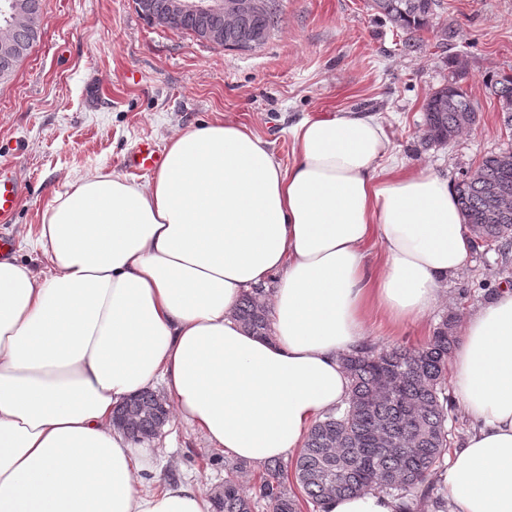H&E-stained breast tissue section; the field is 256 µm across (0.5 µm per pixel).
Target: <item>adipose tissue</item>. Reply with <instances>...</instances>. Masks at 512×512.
Returning a JSON list of instances; mask_svg holds the SVG:
<instances>
[{
  "instance_id": "ef3b65f1",
  "label": "adipose tissue",
  "mask_w": 512,
  "mask_h": 512,
  "mask_svg": "<svg viewBox=\"0 0 512 512\" xmlns=\"http://www.w3.org/2000/svg\"><path fill=\"white\" fill-rule=\"evenodd\" d=\"M290 136L286 166L241 125L178 132L146 182L94 169L46 207L47 269L0 260V512H212L187 481L142 490L119 404L159 383L211 447L289 457L347 399L341 359L369 313L404 323L437 306L472 245L448 179L391 164L366 112ZM254 288L271 292L268 336L234 317ZM451 376L475 427L443 476L450 512H512V290L464 320ZM398 505L369 491L321 512Z\"/></svg>"
}]
</instances>
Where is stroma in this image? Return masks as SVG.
<instances>
[{
    "mask_svg": "<svg viewBox=\"0 0 512 512\" xmlns=\"http://www.w3.org/2000/svg\"><path fill=\"white\" fill-rule=\"evenodd\" d=\"M406 38L368 0H280L276 27L248 51L149 25L135 0H44L40 40L0 82V163L26 186L11 220L0 222L10 257L45 264L30 246L40 215L85 171L127 174L125 160L142 141L160 149L175 132L215 118L246 126L287 164L292 126L366 111L384 127L392 162L454 184L484 153L512 149L489 86L492 75L512 73V0H441L413 50L404 49ZM458 54L479 120L431 145L423 104L451 80L448 60ZM502 281L495 253H470L435 310L401 325L372 315L367 341L420 346L442 316L463 324ZM146 447L148 483L189 480L211 493L231 472L250 496L264 475L261 465L209 447L173 413Z\"/></svg>",
    "mask_w": 512,
    "mask_h": 512,
    "instance_id": "1",
    "label": "stroma"
}]
</instances>
